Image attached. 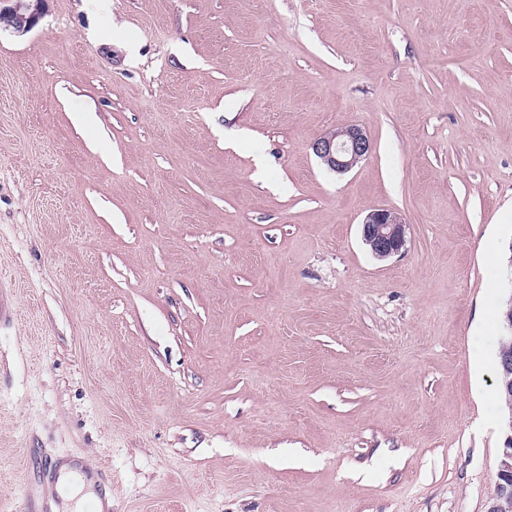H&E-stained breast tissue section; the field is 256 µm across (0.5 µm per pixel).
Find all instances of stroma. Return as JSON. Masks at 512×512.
Segmentation results:
<instances>
[{
    "label": "stroma",
    "instance_id": "obj_1",
    "mask_svg": "<svg viewBox=\"0 0 512 512\" xmlns=\"http://www.w3.org/2000/svg\"><path fill=\"white\" fill-rule=\"evenodd\" d=\"M510 270L512 0H49L0 34V512L46 455L111 512H486ZM312 149L328 170L345 173L371 152L372 143L361 128L349 125L318 138ZM406 228L397 213L378 209L369 213L362 222V239L376 258L384 260L405 249Z\"/></svg>",
    "mask_w": 512,
    "mask_h": 512
}]
</instances>
